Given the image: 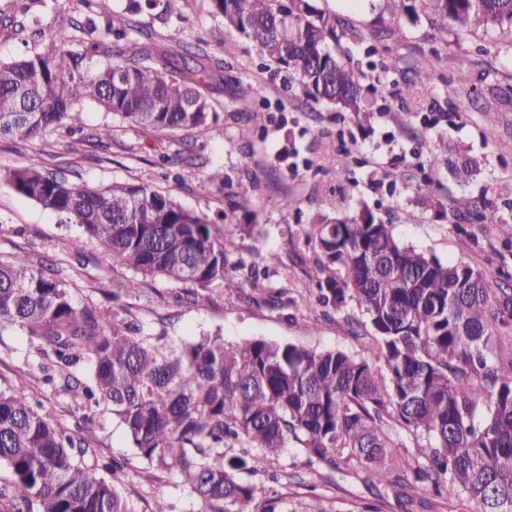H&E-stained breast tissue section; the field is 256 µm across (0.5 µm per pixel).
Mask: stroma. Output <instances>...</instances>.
I'll return each mask as SVG.
<instances>
[{"mask_svg": "<svg viewBox=\"0 0 512 512\" xmlns=\"http://www.w3.org/2000/svg\"><path fill=\"white\" fill-rule=\"evenodd\" d=\"M341 20L345 33L337 57L364 75L375 110L357 123L338 109L310 107L300 88H289L283 67L253 44L228 32L210 0H168L165 11L137 14L141 31L159 33L157 49L186 42L206 44L227 62L223 86L210 92L216 123L191 131L162 132L133 126L82 102V129L56 127L25 143L0 140V173L37 159L66 163L73 184L107 187L142 184L171 194L184 207L223 217L233 247L230 269L194 301H179L183 287L156 278L136 292L134 276L84 240L82 256L71 241L83 238L75 224L0 184V255L26 253L59 270L80 308H110L133 317L145 332L169 341L217 333L225 342L262 337L308 347H336L369 357L372 328L356 302L323 317L309 291L307 272L317 252L306 240L310 225L351 218L370 209L391 224L395 237L442 262L480 272L497 297L512 293V198L498 186L512 180V32L475 26L440 37L433 14L409 22L383 13L376 0H312ZM130 0H0V17L24 20V29L0 25V59L44 51L56 30L128 11ZM398 37H388V30ZM433 66L431 87L416 85L419 65ZM467 82H458L459 73ZM261 87L262 97L250 96ZM261 113L253 121L252 113ZM112 138L98 146L96 128ZM447 164L432 169L430 158ZM478 158L481 172L458 183L448 165ZM220 170L223 183L210 181ZM432 180L434 192L419 185ZM292 197L293 209L283 200ZM485 202L482 223L452 219L454 208ZM285 290L272 303L269 292ZM46 360L19 331L0 335V386L20 387L41 402L54 421L84 436L104 461L122 460L118 472L102 471L130 512H197L189 484L174 472L144 463L105 406L85 408L72 395L45 384ZM283 512H463L457 497L436 496L420 485L378 482L365 467L340 471L312 461L298 448L284 449L253 478Z\"/></svg>", "mask_w": 512, "mask_h": 512, "instance_id": "35a3bbf8", "label": "stroma"}]
</instances>
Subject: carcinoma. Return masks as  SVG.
I'll return each instance as SVG.
<instances>
[{"label":"carcinoma","mask_w":512,"mask_h":512,"mask_svg":"<svg viewBox=\"0 0 512 512\" xmlns=\"http://www.w3.org/2000/svg\"><path fill=\"white\" fill-rule=\"evenodd\" d=\"M383 11L419 18L421 2L440 31L473 24L512 28V0H379ZM224 29L240 35L297 78L306 98L359 116L370 111L361 71L327 48L340 20L309 0H211ZM84 29L124 44L119 60L75 76V34L0 61V138L28 141L96 102L132 125L159 131L200 128L224 82V59L200 46L158 52L134 39L133 19L114 13ZM17 194L78 224L136 278L206 289L224 281L234 243L224 222L140 184L76 186L67 170L34 159L0 174ZM320 254L308 271L320 302L336 311L351 300L368 315L374 358L336 348L246 338L233 344L203 333L177 345L143 332L130 317L78 309L70 285L25 254L0 256V334L19 330L52 355L45 382L86 407L104 403L135 453L180 474L200 512H278L256 502L245 479L284 448H300L335 469L356 462L379 480L410 469L384 430L385 417L432 442L433 465L415 480L438 495H464L479 512H512V359L496 355V326L512 325V296L499 303L483 276L397 242L391 225L365 209L315 226ZM88 361V379L70 371ZM88 441L34 409L24 390L0 389V505L7 512H129L114 485L95 475Z\"/></svg>","instance_id":"cac0c4a2"}]
</instances>
